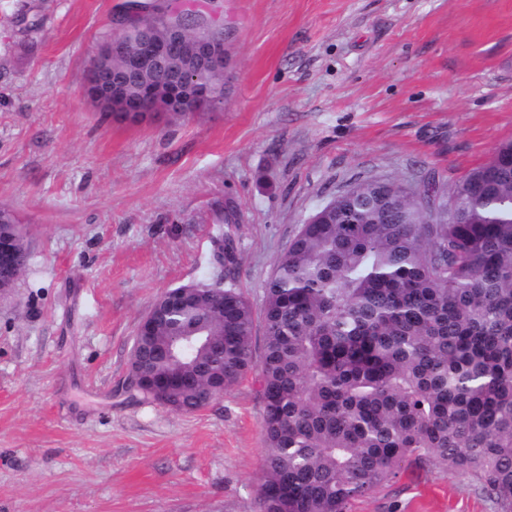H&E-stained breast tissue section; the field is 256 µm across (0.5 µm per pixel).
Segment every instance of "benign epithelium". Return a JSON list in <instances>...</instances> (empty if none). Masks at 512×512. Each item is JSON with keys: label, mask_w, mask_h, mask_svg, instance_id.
<instances>
[{"label": "benign epithelium", "mask_w": 512, "mask_h": 512, "mask_svg": "<svg viewBox=\"0 0 512 512\" xmlns=\"http://www.w3.org/2000/svg\"><path fill=\"white\" fill-rule=\"evenodd\" d=\"M134 45L112 37L97 52L87 83L92 99L133 122L156 115L175 116L224 106V88L207 76L224 72V40L217 34L189 40L188 30L172 22L164 32L149 24L133 32ZM25 245L14 224L0 225V296L11 292L20 275Z\"/></svg>", "instance_id": "benign-epithelium-1"}]
</instances>
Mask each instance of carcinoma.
<instances>
[{
	"instance_id": "obj_1",
	"label": "carcinoma",
	"mask_w": 512,
	"mask_h": 512,
	"mask_svg": "<svg viewBox=\"0 0 512 512\" xmlns=\"http://www.w3.org/2000/svg\"><path fill=\"white\" fill-rule=\"evenodd\" d=\"M177 9L137 19L166 28ZM361 183L277 258L261 314L231 282L153 305L131 368L174 376L180 412L259 368V512H349L407 464L447 469L512 512V141L453 193ZM214 260L238 265L237 210ZM263 346L255 357L257 324Z\"/></svg>"
}]
</instances>
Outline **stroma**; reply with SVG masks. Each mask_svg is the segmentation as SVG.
Here are the masks:
<instances>
[{
    "label": "stroma",
    "instance_id": "1",
    "mask_svg": "<svg viewBox=\"0 0 512 512\" xmlns=\"http://www.w3.org/2000/svg\"><path fill=\"white\" fill-rule=\"evenodd\" d=\"M123 0H0V207L29 261L0 298V512H259L254 375L194 413L122 392L137 324L211 283L261 309L301 224L351 185L454 190L512 140V0H186L224 30V106L131 123L88 98ZM351 512H497L404 468ZM222 223L228 225V230L224 232L215 242L214 260L216 264L224 266L225 270L238 265L239 255L235 245V231L240 224V218L237 210L230 205L224 208ZM221 267V266H220Z\"/></svg>",
    "mask_w": 512,
    "mask_h": 512
}]
</instances>
